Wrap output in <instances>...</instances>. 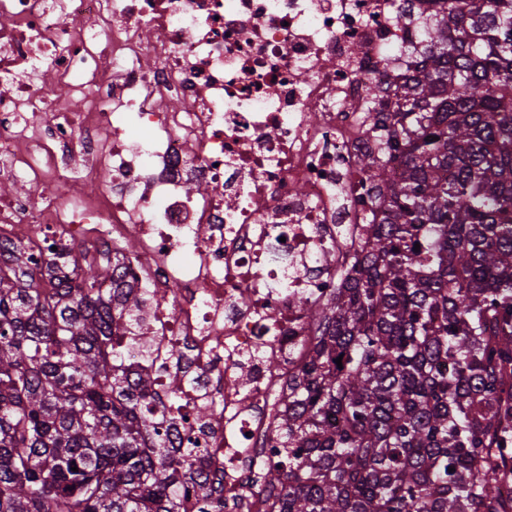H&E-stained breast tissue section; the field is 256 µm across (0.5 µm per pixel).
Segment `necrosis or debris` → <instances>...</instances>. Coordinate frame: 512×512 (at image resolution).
<instances>
[{
	"label": "necrosis or debris",
	"instance_id": "necrosis-or-debris-1",
	"mask_svg": "<svg viewBox=\"0 0 512 512\" xmlns=\"http://www.w3.org/2000/svg\"><path fill=\"white\" fill-rule=\"evenodd\" d=\"M428 11L427 0H0V230L36 256L92 229L137 237L118 260L162 296L147 322L163 366L171 341L194 352L218 410L203 469L223 475L226 512L265 510L254 477L270 399L311 334L295 301L335 288L371 218L358 158L377 135L357 106L369 80L413 63ZM103 168L111 182L88 194Z\"/></svg>",
	"mask_w": 512,
	"mask_h": 512
}]
</instances>
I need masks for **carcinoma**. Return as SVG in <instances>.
Segmentation results:
<instances>
[{
  "mask_svg": "<svg viewBox=\"0 0 512 512\" xmlns=\"http://www.w3.org/2000/svg\"><path fill=\"white\" fill-rule=\"evenodd\" d=\"M430 2L418 59L362 106L375 222L297 300L313 336L274 403L269 512H512V0ZM110 254L0 243V512H225L197 436L171 440L212 400L186 399L182 348L159 397L150 296Z\"/></svg>",
  "mask_w": 512,
  "mask_h": 512,
  "instance_id": "1",
  "label": "carcinoma"
}]
</instances>
